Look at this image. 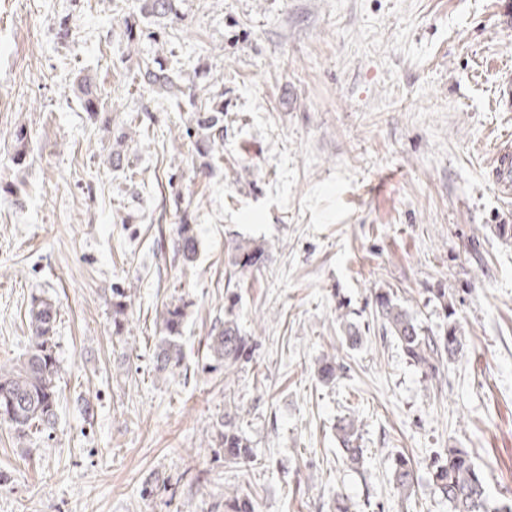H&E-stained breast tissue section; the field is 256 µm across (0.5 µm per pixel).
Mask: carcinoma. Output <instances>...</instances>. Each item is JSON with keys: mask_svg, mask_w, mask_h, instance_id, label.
Here are the masks:
<instances>
[{"mask_svg": "<svg viewBox=\"0 0 512 512\" xmlns=\"http://www.w3.org/2000/svg\"><path fill=\"white\" fill-rule=\"evenodd\" d=\"M176 0H143L142 19L127 17L123 34L126 47L147 34L148 25L141 20L158 21L177 14ZM133 79L137 85L162 93L175 105H180L185 94L177 78L169 74L157 55L148 53L139 57ZM75 93L83 111L93 119L106 111L97 79L81 76L75 84ZM193 121L200 131V154L209 155L212 147L224 144V98L214 97L204 110L194 113ZM12 162L23 164L30 132L24 126L13 134ZM195 228L183 218L177 227L174 251L184 265L193 263L198 251ZM264 245L254 239L233 241L228 252V266L233 273L245 275L260 267L265 260ZM444 299L446 326L434 336L425 333L409 310L393 292L378 289L372 297V318L383 334L393 337L400 345L406 359L424 373H435L437 364L463 354L465 335L456 320L453 299ZM238 294L227 297L229 305L224 310V323L214 327L205 343L206 356L224 364L228 370L248 356L251 349L249 337L242 333L233 315ZM131 303L125 291L112 292V333L120 335L124 318ZM30 330L29 350L13 367L0 369V425L13 431L20 440H29L37 433L52 428L56 419L59 400L57 379L59 365L56 358V321L58 307L47 299L32 298L28 310ZM186 304L170 302L159 313L161 336L154 351V370L166 376L176 375L183 366L185 354L182 344ZM344 370V363L335 356L323 358L317 369L324 382L336 380ZM215 438L224 449V459L235 464L250 465L258 460L250 441L237 426V413L224 412V420L215 426ZM336 439L340 445L341 460L348 468L358 471L364 465L365 449L361 448V421L353 416L343 417L336 423ZM430 481L450 512H512V499L492 501L485 478L471 455L463 448L450 446L437 454L427 465ZM391 481L397 491L408 498L415 492V466L403 453L394 456ZM224 512H258L256 500L237 490L224 494Z\"/></svg>", "mask_w": 512, "mask_h": 512, "instance_id": "cac0c4a2", "label": "carcinoma"}]
</instances>
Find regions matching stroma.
<instances>
[{
  "label": "stroma",
  "mask_w": 512,
  "mask_h": 512,
  "mask_svg": "<svg viewBox=\"0 0 512 512\" xmlns=\"http://www.w3.org/2000/svg\"><path fill=\"white\" fill-rule=\"evenodd\" d=\"M142 0H0V366L28 349L32 295L54 301L60 401L22 443L0 426V512H224L225 489L259 512H449L427 463L454 444L492 499L512 497V197L486 170L512 135V0H179L154 24L187 95L171 106L132 84L123 20ZM70 35L60 40L58 22ZM101 80L110 130L83 112L78 76ZM224 98V144L204 165L195 108ZM136 123H128V116ZM30 132L24 168L12 133ZM138 172L125 182L110 158ZM200 243L175 256L181 217ZM266 247L229 278L228 243ZM130 290L122 335L112 291ZM394 292L438 332L449 294L466 339L432 375L369 315ZM237 292L249 360L207 370L203 343ZM188 304L185 375L153 369L158 315ZM365 342L342 346L341 316ZM337 356L336 381L317 378ZM258 455L226 463L212 426L226 407ZM363 424L366 462L343 465L333 426ZM416 492L391 482L396 453ZM391 481L397 491L406 498L415 492V466L404 453L394 456L391 467Z\"/></svg>",
  "instance_id": "obj_1"
}]
</instances>
